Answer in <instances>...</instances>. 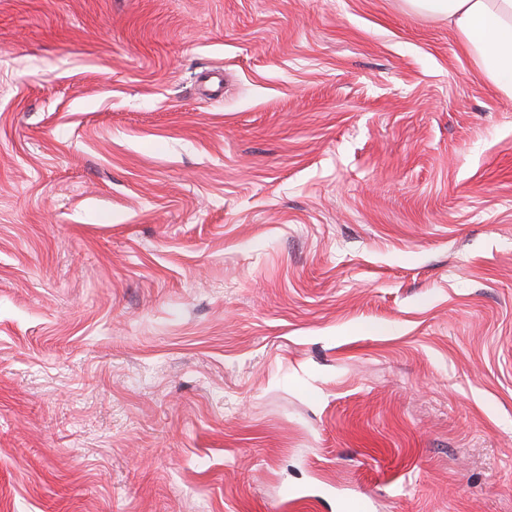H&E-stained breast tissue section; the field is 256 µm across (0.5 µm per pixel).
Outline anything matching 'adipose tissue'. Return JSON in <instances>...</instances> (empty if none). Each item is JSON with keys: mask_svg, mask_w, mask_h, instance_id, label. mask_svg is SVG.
I'll use <instances>...</instances> for the list:
<instances>
[{"mask_svg": "<svg viewBox=\"0 0 512 512\" xmlns=\"http://www.w3.org/2000/svg\"><path fill=\"white\" fill-rule=\"evenodd\" d=\"M411 11L447 18L473 65L512 98V0H406Z\"/></svg>", "mask_w": 512, "mask_h": 512, "instance_id": "adipose-tissue-1", "label": "adipose tissue"}]
</instances>
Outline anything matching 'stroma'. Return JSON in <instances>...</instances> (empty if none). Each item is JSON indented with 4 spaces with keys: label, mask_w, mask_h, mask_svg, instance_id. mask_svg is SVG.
I'll return each mask as SVG.
<instances>
[{
    "label": "stroma",
    "mask_w": 512,
    "mask_h": 512,
    "mask_svg": "<svg viewBox=\"0 0 512 512\" xmlns=\"http://www.w3.org/2000/svg\"><path fill=\"white\" fill-rule=\"evenodd\" d=\"M0 512H512V99L404 0H0Z\"/></svg>",
    "instance_id": "1"
}]
</instances>
